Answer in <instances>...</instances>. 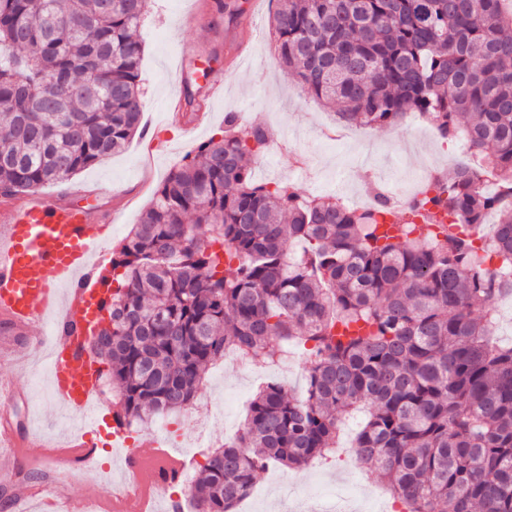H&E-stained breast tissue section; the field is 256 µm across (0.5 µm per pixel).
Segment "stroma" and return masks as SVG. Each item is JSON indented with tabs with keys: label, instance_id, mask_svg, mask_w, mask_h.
<instances>
[{
	"label": "stroma",
	"instance_id": "35a3bbf8",
	"mask_svg": "<svg viewBox=\"0 0 512 512\" xmlns=\"http://www.w3.org/2000/svg\"><path fill=\"white\" fill-rule=\"evenodd\" d=\"M217 0H149V13L142 28L145 55L140 87L144 99L143 134L133 137L125 149L79 174L73 185L87 193L85 204L92 210H110L117 220L104 235L106 247L117 245L138 223L155 189L187 155L224 126V115L237 113L242 122H259L272 128L275 137L290 139L289 150L268 151L254 166V177L263 183L287 181L305 195L337 196L353 200L368 197L371 185L381 186L418 177L425 168L440 170L462 165L461 145L440 138L417 113H408L399 128L352 127L343 144L322 139L321 131L334 115L285 74L277 62L269 23L277 0H237L251 27L230 22L215 12ZM201 11L204 21L193 28L182 27L183 17ZM189 64V86L197 91L208 112L207 122L194 134L165 119L168 99L177 85L175 60ZM308 160L307 167L293 165L292 151ZM44 325L28 332L13 331L0 321V341L14 346L13 364L1 366L17 392L8 418L21 434L60 438L71 435L77 418L53 398L41 355L28 336L44 333ZM303 356H296L292 373L270 367L262 374H249L242 366L224 363L209 368L197 400L221 402L223 410L198 416L195 406L162 413L145 420L149 429L167 424L174 447L204 443L210 446L231 438L259 389L275 382L288 390L305 385ZM349 451L315 462L302 473L272 466L261 472L251 495L239 512H320L321 499L333 488L350 491L367 488L378 500L390 504L393 495L377 473L367 468L345 467ZM22 472L48 476L59 489L73 494L86 487L83 470L55 460L51 449L27 447Z\"/></svg>",
	"mask_w": 512,
	"mask_h": 512
}]
</instances>
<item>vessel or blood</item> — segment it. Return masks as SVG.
Segmentation results:
<instances>
[{
	"instance_id": "1",
	"label": "vessel or blood",
	"mask_w": 512,
	"mask_h": 512,
	"mask_svg": "<svg viewBox=\"0 0 512 512\" xmlns=\"http://www.w3.org/2000/svg\"><path fill=\"white\" fill-rule=\"evenodd\" d=\"M0 223L7 227V241L0 246V315L16 327H29L41 321L55 287H68L67 300L58 305L52 381L60 401L84 410L98 388L87 352L91 326L110 296L102 263L90 261L104 227L78 200L50 205L36 195L22 204L0 203ZM118 425L115 419L104 425L91 419L89 432L68 440L70 462L86 464L94 456L92 433ZM19 466L15 454L0 453V482L14 485L17 505L33 495L14 484Z\"/></svg>"
}]
</instances>
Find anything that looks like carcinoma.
Masks as SVG:
<instances>
[{
	"instance_id": "1",
	"label": "carcinoma",
	"mask_w": 512,
	"mask_h": 512,
	"mask_svg": "<svg viewBox=\"0 0 512 512\" xmlns=\"http://www.w3.org/2000/svg\"><path fill=\"white\" fill-rule=\"evenodd\" d=\"M279 65L345 125L427 116L475 167L436 175L400 232L368 210L254 179L265 124L224 130L186 156L112 256L116 283L91 351L128 423L188 406L235 349L306 359L300 399L270 383L233 441L210 448L195 512H234L271 464L302 471L340 426L405 512H512V347L493 345L512 292V11L507 0H278ZM148 0H0V191L65 182L139 129V34ZM493 179L495 197L485 189ZM488 236L419 230L444 211Z\"/></svg>"
}]
</instances>
